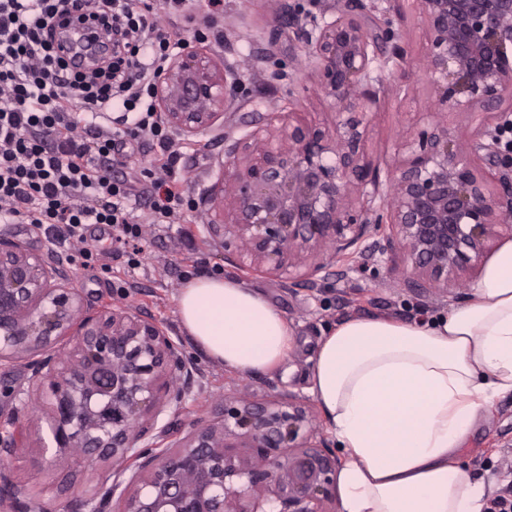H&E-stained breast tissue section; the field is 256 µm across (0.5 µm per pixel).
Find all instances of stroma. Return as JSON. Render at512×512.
<instances>
[{"label":"stroma","instance_id":"obj_1","mask_svg":"<svg viewBox=\"0 0 512 512\" xmlns=\"http://www.w3.org/2000/svg\"><path fill=\"white\" fill-rule=\"evenodd\" d=\"M271 0H224V14L213 22L221 40L202 42L213 57L232 68L229 89L231 104L224 112V126L243 134L270 113L288 103V94L301 85L311 84V67L299 65L300 42L294 30L272 27ZM401 42L414 72L415 103L399 107L391 101L372 124L367 152L373 164L383 166L397 156L403 130L417 113L434 110L429 76L423 66L425 39L418 11L406 13ZM184 188L193 199H200L213 183L224 161V142L218 133L191 141H178ZM149 198L140 195L133 213L143 224L144 237L137 269L127 266L125 257L113 255L111 269L72 263L74 283L87 303L117 305L136 309L163 322L170 336L193 365V376L175 426L190 431L198 417L215 399L240 393L255 398L275 395L307 397L308 374L318 343L328 329L351 316L388 315L409 321H432L446 315L450 302L433 300L420 304L415 295L399 288L396 279L374 280L357 272L333 277L313 289L292 288L280 278L251 277L285 314L295 337L288 362L278 371L241 376L214 366L179 327L175 314L176 297L188 279L202 275H237L235 264L210 240L199 211L185 213L175 224L148 221ZM193 261H186V254ZM27 372L17 365L0 370V427L15 421L31 433L47 430L44 412L19 411L15 389L25 387ZM473 479L482 482L487 497H494L512 484V399L504 398L475 425L461 454ZM10 476L25 495L43 499H65L92 485L93 476L80 469L42 461L39 448L25 449L24 457L10 467Z\"/></svg>","mask_w":512,"mask_h":512}]
</instances>
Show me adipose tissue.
Instances as JSON below:
<instances>
[{"label":"adipose tissue","instance_id":"1","mask_svg":"<svg viewBox=\"0 0 512 512\" xmlns=\"http://www.w3.org/2000/svg\"><path fill=\"white\" fill-rule=\"evenodd\" d=\"M176 316L214 365L241 375L276 371L295 344L284 314L234 276L188 280ZM309 383L342 450L340 512H482L484 486L458 455L478 417L512 394V240L469 301L434 322L336 324Z\"/></svg>","mask_w":512,"mask_h":512}]
</instances>
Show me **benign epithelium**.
I'll use <instances>...</instances> for the list:
<instances>
[{
    "label": "benign epithelium",
    "instance_id": "7a95c632",
    "mask_svg": "<svg viewBox=\"0 0 512 512\" xmlns=\"http://www.w3.org/2000/svg\"><path fill=\"white\" fill-rule=\"evenodd\" d=\"M295 28L333 130L272 113L237 138L224 133V165L200 200L224 258L249 275L316 286L336 265L371 276L379 266L421 296H448L512 238V0H411L425 27L426 72L439 109L403 136L385 169L366 158L373 112L394 88L374 87L388 63L409 94L400 30L367 23L379 0H343L321 17L275 0ZM332 20H326V14ZM231 69L194 46L171 59L154 85L166 125L185 140L224 118ZM464 115L462 129L448 115ZM369 245H364L366 240ZM18 363L49 408L53 460L92 467L98 489L49 508L22 499L3 470L27 434L0 435V512H328L336 458L304 401L222 397L192 431L172 430L192 375L163 323L124 308H92L70 262L0 233V366ZM238 448H254L243 456Z\"/></svg>",
    "mask_w": 512,
    "mask_h": 512
}]
</instances>
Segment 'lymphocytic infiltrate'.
<instances>
[{"label": "lymphocytic infiltrate", "mask_w": 512, "mask_h": 512, "mask_svg": "<svg viewBox=\"0 0 512 512\" xmlns=\"http://www.w3.org/2000/svg\"><path fill=\"white\" fill-rule=\"evenodd\" d=\"M162 11L188 13L189 0H0L1 223L49 225L67 257L104 263L87 246L88 225L111 227L121 246L142 237L128 212L135 182L115 179L108 164L141 137L154 149L150 223L193 210L181 154L152 101L176 47L158 24ZM117 104L133 114L131 128L92 125Z\"/></svg>", "instance_id": "f902f5d3"}]
</instances>
